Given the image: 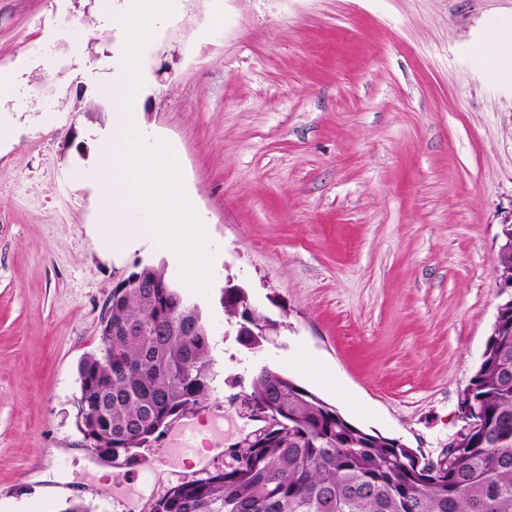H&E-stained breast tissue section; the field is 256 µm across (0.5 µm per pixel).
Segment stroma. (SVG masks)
Listing matches in <instances>:
<instances>
[{"label":"stroma","mask_w":512,"mask_h":512,"mask_svg":"<svg viewBox=\"0 0 512 512\" xmlns=\"http://www.w3.org/2000/svg\"><path fill=\"white\" fill-rule=\"evenodd\" d=\"M101 0H0V67L30 63L0 148V512H138L228 464L257 430L244 394L279 369L355 425L437 459L460 427L501 298L512 216V0H182L143 53L133 100L175 149L219 257L208 294L215 380L182 417L225 450L181 464L178 432L123 468L78 427V365L115 286L171 267L112 257L108 202L80 180L119 50ZM276 323L242 346L226 285ZM507 231L508 233H502L505 238V243L502 245L498 254L497 277L503 276L506 271L510 270L511 272H507L503 277L498 279L497 288L500 294L510 290V298H512V229L508 228ZM509 274L511 277H508Z\"/></svg>","instance_id":"obj_1"}]
</instances>
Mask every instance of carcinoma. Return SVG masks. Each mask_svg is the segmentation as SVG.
<instances>
[{"label":"carcinoma","mask_w":512,"mask_h":512,"mask_svg":"<svg viewBox=\"0 0 512 512\" xmlns=\"http://www.w3.org/2000/svg\"><path fill=\"white\" fill-rule=\"evenodd\" d=\"M503 236L499 276L512 270V229ZM243 301L244 289H224L227 315H239ZM100 340L79 365L80 429L99 448L134 452L153 440L166 408L190 411L211 391L203 313L162 266H144L113 289ZM245 400L282 427L219 473L171 486L154 512H512V302L498 306L459 398L482 426L439 473L281 371L252 375Z\"/></svg>","instance_id":"1"}]
</instances>
